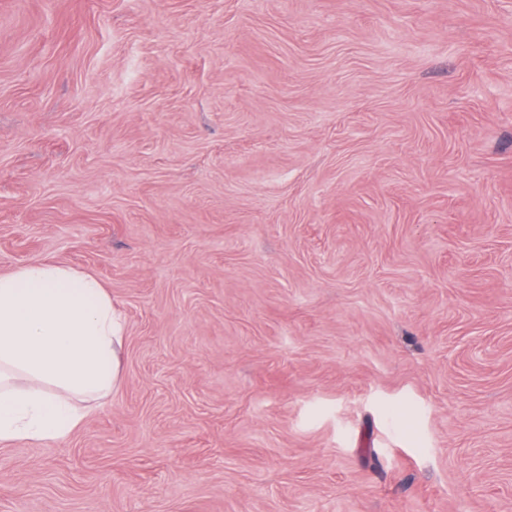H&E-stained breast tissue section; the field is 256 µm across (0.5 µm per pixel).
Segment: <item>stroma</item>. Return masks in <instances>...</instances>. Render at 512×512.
Returning a JSON list of instances; mask_svg holds the SVG:
<instances>
[{"mask_svg":"<svg viewBox=\"0 0 512 512\" xmlns=\"http://www.w3.org/2000/svg\"><path fill=\"white\" fill-rule=\"evenodd\" d=\"M120 381L0 512H512V0H0V274Z\"/></svg>","mask_w":512,"mask_h":512,"instance_id":"obj_1","label":"stroma"}]
</instances>
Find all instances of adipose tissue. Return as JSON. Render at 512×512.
<instances>
[{
    "label": "adipose tissue",
    "instance_id": "ef3b65f1",
    "mask_svg": "<svg viewBox=\"0 0 512 512\" xmlns=\"http://www.w3.org/2000/svg\"><path fill=\"white\" fill-rule=\"evenodd\" d=\"M123 331L90 273L38 260L0 274V443L66 441L117 384Z\"/></svg>",
    "mask_w": 512,
    "mask_h": 512
}]
</instances>
